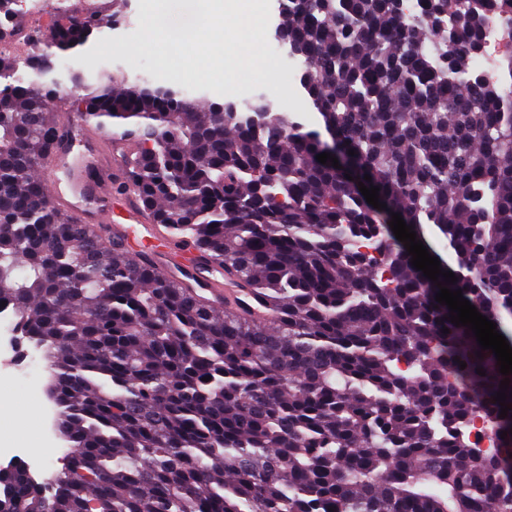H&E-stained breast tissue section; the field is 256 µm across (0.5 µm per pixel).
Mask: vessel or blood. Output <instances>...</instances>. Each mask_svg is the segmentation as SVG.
I'll return each instance as SVG.
<instances>
[{
  "mask_svg": "<svg viewBox=\"0 0 512 512\" xmlns=\"http://www.w3.org/2000/svg\"><path fill=\"white\" fill-rule=\"evenodd\" d=\"M61 133L66 138L80 134L82 149L70 156L57 148L51 152L50 161L60 163L67 171L62 180L53 172L44 174L47 195L53 205L75 216L110 223L113 241L123 245L130 242L131 226H138L142 242L149 245L148 260L160 274L185 279L218 306L242 299V288L191 240L173 235L165 225L146 223L134 189L125 192L122 223H114L112 181L125 176L126 167L121 152L112 144L111 135L89 133L75 111L66 114Z\"/></svg>",
  "mask_w": 512,
  "mask_h": 512,
  "instance_id": "obj_1",
  "label": "vessel or blood"
}]
</instances>
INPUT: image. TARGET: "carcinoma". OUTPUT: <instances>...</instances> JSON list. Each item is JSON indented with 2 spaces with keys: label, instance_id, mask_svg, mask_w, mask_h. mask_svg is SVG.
Returning a JSON list of instances; mask_svg holds the SVG:
<instances>
[{
  "label": "carcinoma",
  "instance_id": "cac0c4a2",
  "mask_svg": "<svg viewBox=\"0 0 512 512\" xmlns=\"http://www.w3.org/2000/svg\"><path fill=\"white\" fill-rule=\"evenodd\" d=\"M281 15L340 169L262 97L232 114L58 65L117 10L0 51V298L44 351L70 448L48 487L24 467L4 476L8 512H512V398L505 418L493 400L512 374L451 323L385 220L420 241L431 226L447 288L512 341V83L470 69L487 28L512 35V0H282ZM63 69L83 120L126 139L155 223L270 317L213 307L51 205L38 171ZM480 419L507 432L503 450L469 439Z\"/></svg>",
  "mask_w": 512,
  "mask_h": 512
}]
</instances>
